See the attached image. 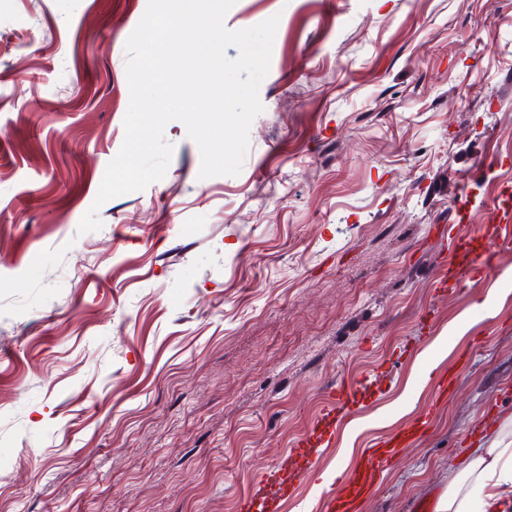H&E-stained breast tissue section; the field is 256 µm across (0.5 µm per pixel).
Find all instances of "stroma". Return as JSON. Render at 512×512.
Segmentation results:
<instances>
[{
    "mask_svg": "<svg viewBox=\"0 0 512 512\" xmlns=\"http://www.w3.org/2000/svg\"><path fill=\"white\" fill-rule=\"evenodd\" d=\"M146 5L0 0V276L66 250L56 296L0 315V512H237L302 439L316 463L281 512H323L340 456L405 429L473 349L360 507L411 512L512 441V399L484 421L512 387V253L434 288L444 239L512 191V0H237L230 29L280 18L241 173L200 178L171 121L164 178L81 235Z\"/></svg>",
    "mask_w": 512,
    "mask_h": 512,
    "instance_id": "obj_1",
    "label": "stroma"
}]
</instances>
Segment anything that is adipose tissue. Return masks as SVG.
<instances>
[{
  "label": "adipose tissue",
  "instance_id": "adipose-tissue-1",
  "mask_svg": "<svg viewBox=\"0 0 512 512\" xmlns=\"http://www.w3.org/2000/svg\"><path fill=\"white\" fill-rule=\"evenodd\" d=\"M436 512H512V442L492 443L458 472Z\"/></svg>",
  "mask_w": 512,
  "mask_h": 512
}]
</instances>
